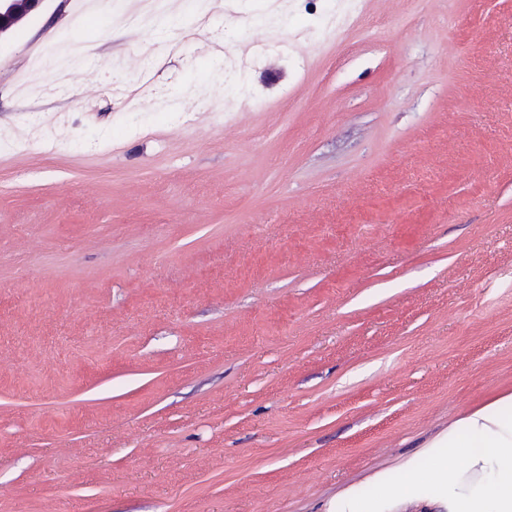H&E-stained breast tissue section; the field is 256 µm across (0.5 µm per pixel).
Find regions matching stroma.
Listing matches in <instances>:
<instances>
[{"label": "stroma", "mask_w": 512, "mask_h": 512, "mask_svg": "<svg viewBox=\"0 0 512 512\" xmlns=\"http://www.w3.org/2000/svg\"><path fill=\"white\" fill-rule=\"evenodd\" d=\"M351 4L0 40V512H323L512 395V0Z\"/></svg>", "instance_id": "obj_1"}]
</instances>
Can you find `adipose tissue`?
<instances>
[{
  "instance_id": "ef3b65f1",
  "label": "adipose tissue",
  "mask_w": 512,
  "mask_h": 512,
  "mask_svg": "<svg viewBox=\"0 0 512 512\" xmlns=\"http://www.w3.org/2000/svg\"><path fill=\"white\" fill-rule=\"evenodd\" d=\"M399 470L396 484L377 481L371 503L346 491L325 512H396L406 504L433 512H512V397L474 411Z\"/></svg>"
}]
</instances>
